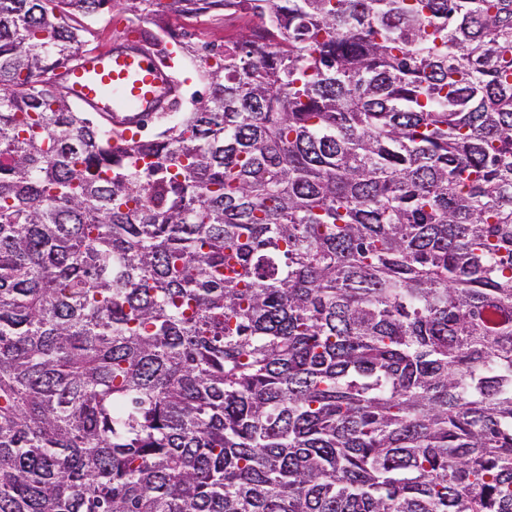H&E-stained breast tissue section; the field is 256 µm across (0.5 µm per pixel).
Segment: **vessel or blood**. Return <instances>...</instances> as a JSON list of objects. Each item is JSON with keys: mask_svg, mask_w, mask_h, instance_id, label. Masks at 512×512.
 I'll return each mask as SVG.
<instances>
[{"mask_svg": "<svg viewBox=\"0 0 512 512\" xmlns=\"http://www.w3.org/2000/svg\"><path fill=\"white\" fill-rule=\"evenodd\" d=\"M56 77L83 109L114 128L139 127L178 98L151 47L134 38L109 52L83 53L77 64L57 69Z\"/></svg>", "mask_w": 512, "mask_h": 512, "instance_id": "obj_1", "label": "vessel or blood"}]
</instances>
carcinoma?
Returning a JSON list of instances; mask_svg holds the SVG:
<instances>
[{
  "instance_id": "1",
  "label": "carcinoma",
  "mask_w": 512,
  "mask_h": 512,
  "mask_svg": "<svg viewBox=\"0 0 512 512\" xmlns=\"http://www.w3.org/2000/svg\"><path fill=\"white\" fill-rule=\"evenodd\" d=\"M0 0V512H512V0H240L101 132ZM234 7L228 6L224 9V16L232 13ZM227 11V12H226ZM216 16L206 25L199 26L194 19L187 17L173 16L170 19L171 26L180 31L181 40L190 42H207L221 45L224 40L235 38L240 32L248 30L257 23V18L251 14L237 19L224 22V16L214 13Z\"/></svg>"
}]
</instances>
